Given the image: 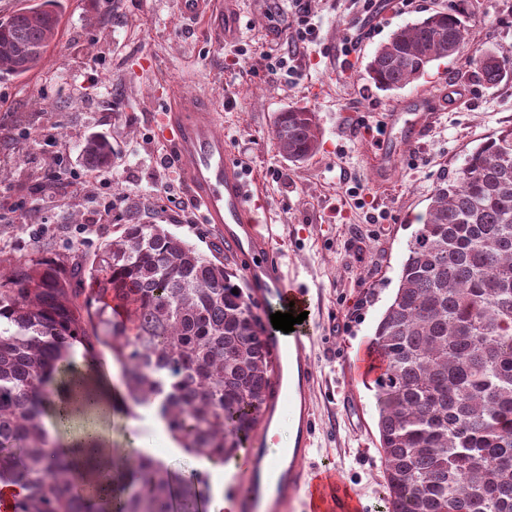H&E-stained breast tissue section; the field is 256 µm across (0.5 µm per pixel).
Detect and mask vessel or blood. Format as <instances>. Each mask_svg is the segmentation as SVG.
<instances>
[{"label":"vessel or blood","mask_w":512,"mask_h":512,"mask_svg":"<svg viewBox=\"0 0 512 512\" xmlns=\"http://www.w3.org/2000/svg\"><path fill=\"white\" fill-rule=\"evenodd\" d=\"M176 13L194 19L220 13L221 0H174ZM460 92L449 88L447 97L422 95L390 117L400 138H422L435 112L460 103ZM218 107L204 96L174 91L162 116L168 151L178 165L191 200L201 210L203 223L213 225L239 263L251 286L254 303L280 312L310 310L309 290L288 285L281 254L267 225L270 207L266 196L250 183L229 143L217 130ZM398 140L371 148L369 160L384 170L397 157ZM313 341L304 325L293 332L268 329L266 347L274 362L272 396L260 425L249 441L247 469L238 478L235 512H293L307 499L309 512H357L358 501L339 472L305 464L312 444L313 416L308 399L313 374L307 350ZM291 409L296 417L292 447L273 449L270 421L278 410Z\"/></svg>","instance_id":"vessel-or-blood-1"}]
</instances>
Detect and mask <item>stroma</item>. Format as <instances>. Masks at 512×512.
Listing matches in <instances>:
<instances>
[{
    "mask_svg": "<svg viewBox=\"0 0 512 512\" xmlns=\"http://www.w3.org/2000/svg\"><path fill=\"white\" fill-rule=\"evenodd\" d=\"M318 24L299 45L294 70L270 76L271 56L289 51L270 0H237L235 58L210 23H184L172 0H65L62 32L44 68L27 79H0V259L37 257L38 246L93 253L111 235L123 199L144 204L143 220L210 253L217 238L201 222L169 152L158 116L164 86L209 95L218 128L267 196L271 231L289 283L310 288L314 309L311 402L315 432L308 462L336 469L356 494L360 512H385L387 488L377 430L374 379L353 376L390 302L417 216L435 182L459 167L491 134L512 126V75L487 85L470 63L472 50L512 57V0H310ZM435 11L456 15L468 51L434 63L406 87L386 92L365 78L375 49L398 28ZM98 84L88 87L87 76ZM461 85L469 98L443 109L426 135L401 144L384 180L371 169L353 128L388 124L422 91ZM53 113L38 127L17 129L11 116L34 103ZM305 107L322 131L319 152L295 165L272 140L275 113ZM108 137L116 161L90 171L85 135ZM98 223H91V216Z\"/></svg>",
    "mask_w": 512,
    "mask_h": 512,
    "instance_id": "stroma-1",
    "label": "stroma"
}]
</instances>
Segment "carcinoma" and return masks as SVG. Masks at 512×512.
<instances>
[{"label": "carcinoma", "mask_w": 512, "mask_h": 512, "mask_svg": "<svg viewBox=\"0 0 512 512\" xmlns=\"http://www.w3.org/2000/svg\"><path fill=\"white\" fill-rule=\"evenodd\" d=\"M38 4L41 20L28 7L0 18L1 77L39 70L57 44L63 0ZM465 44L456 16L438 11L394 31L365 73L380 90L401 89ZM470 61L490 86L507 74L495 52ZM47 118L37 104L14 122ZM320 138L311 110L277 114L272 139L289 162L309 161ZM82 153L92 170L114 160L95 133ZM124 211L91 258L75 247L0 267V483L25 491L12 512H104L45 424L63 419L56 398L79 392L78 355L116 360L125 400L161 399L168 430L211 464L234 457L260 423L273 361L237 273L142 223L140 203ZM372 346L384 365L386 512H512V126L434 185ZM119 464L120 512H200L210 495L199 471L182 479L139 452Z\"/></svg>", "instance_id": "carcinoma-1"}]
</instances>
